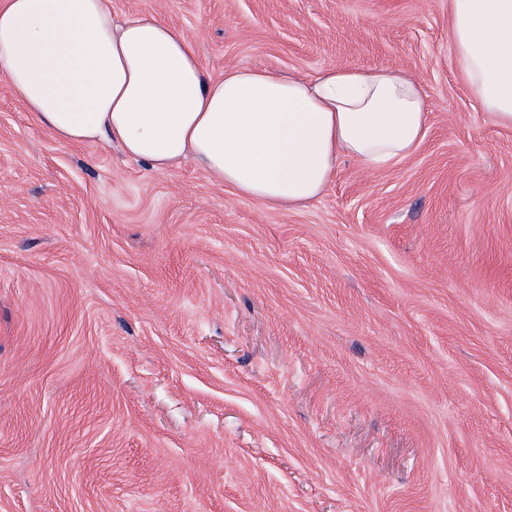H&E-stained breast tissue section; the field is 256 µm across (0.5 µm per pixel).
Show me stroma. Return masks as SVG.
<instances>
[{"label": "stroma", "mask_w": 512, "mask_h": 512, "mask_svg": "<svg viewBox=\"0 0 512 512\" xmlns=\"http://www.w3.org/2000/svg\"><path fill=\"white\" fill-rule=\"evenodd\" d=\"M208 74L405 70V159L301 210L68 144L0 75V512H512V127L448 0H112Z\"/></svg>", "instance_id": "obj_1"}]
</instances>
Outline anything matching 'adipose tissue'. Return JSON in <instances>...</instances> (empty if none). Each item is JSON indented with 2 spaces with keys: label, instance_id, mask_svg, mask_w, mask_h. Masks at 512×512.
Returning <instances> with one entry per match:
<instances>
[{
  "label": "adipose tissue",
  "instance_id": "ef3b65f1",
  "mask_svg": "<svg viewBox=\"0 0 512 512\" xmlns=\"http://www.w3.org/2000/svg\"><path fill=\"white\" fill-rule=\"evenodd\" d=\"M448 11L476 99L512 127V0H448ZM0 75L61 141L114 144L156 170L190 158L272 209L312 203L341 158L371 169L406 158L427 123L424 92L404 72L213 79L185 32L153 17L115 21L110 0H0Z\"/></svg>",
  "mask_w": 512,
  "mask_h": 512
}]
</instances>
